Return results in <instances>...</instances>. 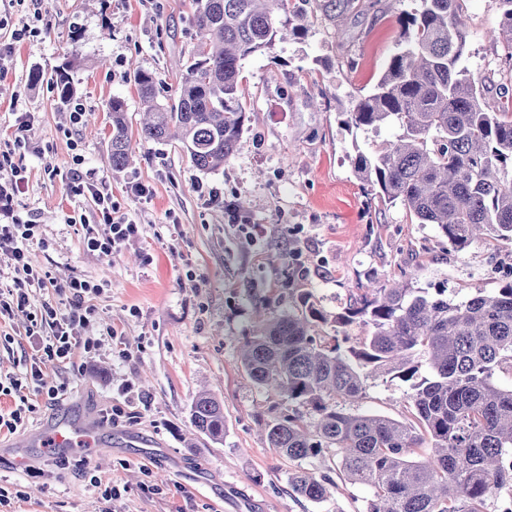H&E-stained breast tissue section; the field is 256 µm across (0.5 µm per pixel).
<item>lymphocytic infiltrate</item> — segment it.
Instances as JSON below:
<instances>
[{
    "label": "lymphocytic infiltrate",
    "mask_w": 512,
    "mask_h": 512,
    "mask_svg": "<svg viewBox=\"0 0 512 512\" xmlns=\"http://www.w3.org/2000/svg\"><path fill=\"white\" fill-rule=\"evenodd\" d=\"M0 171L5 174L0 180V215L6 218L5 223L0 224V262H8L15 273L11 285L0 289V320L25 316L24 334L32 347L30 367L24 375L0 376V394L17 399L14 409L0 414V430L13 433L35 410L31 396H41L55 403L65 394V385L49 383L45 370L51 365L71 363L78 344L77 329L95 317L96 307L91 299L104 290L105 284L78 277L59 283L48 270L32 264L26 244L37 237L38 226L13 218L12 201L25 181V166L22 160L15 158L12 148H0ZM72 190L77 195H90L99 219L110 227L105 237L96 235L93 228H86L83 243L87 251L109 258L138 237L137 225L114 219L112 196L101 190L94 176L74 174ZM35 288H54L67 294V307L58 309L45 305L32 309L30 293Z\"/></svg>",
    "instance_id": "obj_1"
}]
</instances>
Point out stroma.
<instances>
[{"label": "stroma", "mask_w": 512, "mask_h": 512, "mask_svg": "<svg viewBox=\"0 0 512 512\" xmlns=\"http://www.w3.org/2000/svg\"><path fill=\"white\" fill-rule=\"evenodd\" d=\"M420 0H291L307 12L305 34L275 41L241 63L248 121L233 155L216 170L194 166L180 141L137 137L142 99L137 71L155 75L158 99L180 90L199 34L194 0H0L9 25L0 42V141L14 138L18 113L31 129L17 153L24 188L13 201L18 218L34 217V264L59 280H105L98 314L83 329L73 364L48 369L67 399L37 403L26 433L59 420H96L92 446L29 449L13 463L15 434L0 432V481L20 490L10 512H362L367 488L337 482L326 501L295 496L291 462L269 448L264 422L294 404L255 385L240 360L245 337L296 308L310 294L327 315L341 312L361 288L399 283L444 288L449 299L475 289L492 294L512 283V241L489 238L453 249L434 224L412 223L404 207L381 201L354 168L357 155L387 145L390 126L347 125L354 96L382 75L401 40L399 17ZM475 77L494 69L487 100L512 89V68L494 41L496 0H463ZM66 68L73 100L83 109L72 124L50 77ZM41 81H33V72ZM121 98L133 134L132 160L112 170L108 104ZM96 173L112 195L116 218L137 224L138 238L112 258L83 245L75 217L106 233L91 198L69 191L74 168ZM145 194L132 191V184ZM216 197H209V190ZM260 225L251 239L242 227ZM20 320L0 323V373H19L31 348ZM120 336L130 357L112 353ZM208 390L224 403L221 441L194 436L192 402ZM407 386L368 378L353 414L409 418ZM125 416L108 421L112 407ZM40 471L30 477L29 468ZM125 485L103 498L85 472Z\"/></svg>", "instance_id": "stroma-1"}]
</instances>
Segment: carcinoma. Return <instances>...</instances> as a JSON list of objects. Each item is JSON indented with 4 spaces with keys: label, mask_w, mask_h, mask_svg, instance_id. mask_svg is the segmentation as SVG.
<instances>
[{
    "label": "carcinoma",
    "mask_w": 512,
    "mask_h": 512,
    "mask_svg": "<svg viewBox=\"0 0 512 512\" xmlns=\"http://www.w3.org/2000/svg\"><path fill=\"white\" fill-rule=\"evenodd\" d=\"M288 0H196L201 34L169 103L155 99V76L136 72L149 118L144 141L179 140L193 163L211 170L235 151L247 120L238 93L241 61L274 45L278 12ZM462 0H421L400 16L401 44L371 91L355 98L347 124L399 127L384 150L357 156L360 179L379 196L399 202L420 224H435L456 249L481 236L512 240V102L489 105L470 66ZM503 51L512 61V0H497ZM66 104L73 87L66 69L52 79ZM125 101L114 97L109 159L127 165L131 142ZM372 327L345 350L313 328L327 322L307 295L301 307L245 340L241 360L252 381L308 409L265 423L269 447L296 463L288 485L320 502L332 477L305 464L325 448L336 450V476L371 492L361 512H487V502L512 492V388L496 385L512 370V283L483 289L456 302L394 283L363 293L333 319L335 329L355 322ZM427 367L428 375H420ZM390 375L410 384L413 420L352 414L365 380ZM194 428L224 438V407L201 392L191 408ZM429 454L419 459V448Z\"/></svg>",
    "instance_id": "1"
}]
</instances>
